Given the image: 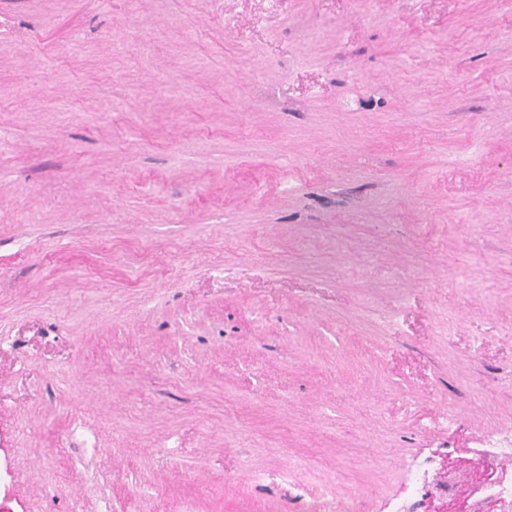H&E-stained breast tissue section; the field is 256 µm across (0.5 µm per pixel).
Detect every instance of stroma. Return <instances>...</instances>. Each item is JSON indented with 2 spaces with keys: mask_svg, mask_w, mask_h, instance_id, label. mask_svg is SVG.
I'll return each mask as SVG.
<instances>
[{
  "mask_svg": "<svg viewBox=\"0 0 512 512\" xmlns=\"http://www.w3.org/2000/svg\"><path fill=\"white\" fill-rule=\"evenodd\" d=\"M512 431V0H0V512H381ZM291 498L298 505L299 512H357L355 501L342 499L335 491L326 488L313 493L297 486L293 488Z\"/></svg>",
  "mask_w": 512,
  "mask_h": 512,
  "instance_id": "stroma-1",
  "label": "stroma"
}]
</instances>
